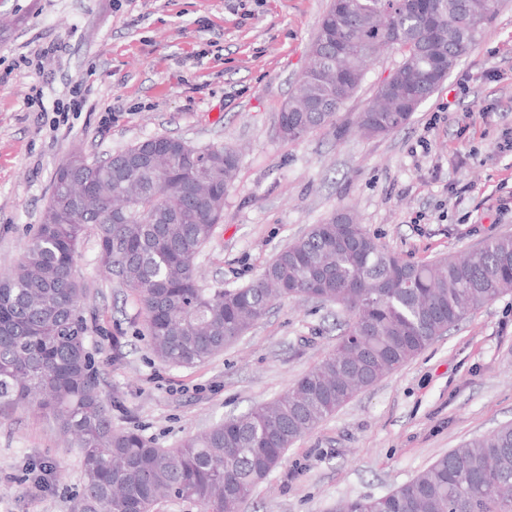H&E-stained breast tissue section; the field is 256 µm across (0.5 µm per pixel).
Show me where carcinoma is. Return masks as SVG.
<instances>
[{
    "mask_svg": "<svg viewBox=\"0 0 512 512\" xmlns=\"http://www.w3.org/2000/svg\"><path fill=\"white\" fill-rule=\"evenodd\" d=\"M445 23L454 0H423ZM468 42L448 54V28L421 27L418 0H340L323 14L307 67L341 81L298 80L279 113L285 139L330 126L366 70L392 43L397 16L402 62L360 112L368 137L405 127L411 98H429L494 17L499 0H475ZM435 54L414 50L423 35ZM162 151L149 167L123 163L136 149ZM58 167L40 224L17 264L0 276V410L51 417L80 450V483L70 512H156L166 497L202 512H239L278 468L287 449L359 392L409 363L466 316L512 292V235L489 238L455 257L408 264L363 225L338 212L282 249L250 284L204 288L196 257L223 220L224 194L239 156L226 145L194 147L170 137L139 141L104 159L68 154ZM97 265L134 294L156 358L192 367L224 349L286 298L336 302L349 316L335 349L287 392L255 409L163 448L136 430L117 429L85 345L87 288L75 275L88 228ZM335 512H512V424L463 442L381 497L342 500Z\"/></svg>",
    "mask_w": 512,
    "mask_h": 512,
    "instance_id": "cac0c4a2",
    "label": "carcinoma"
}]
</instances>
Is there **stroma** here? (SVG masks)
I'll list each match as a JSON object with an SVG mask.
<instances>
[{
  "label": "stroma",
  "mask_w": 512,
  "mask_h": 512,
  "mask_svg": "<svg viewBox=\"0 0 512 512\" xmlns=\"http://www.w3.org/2000/svg\"><path fill=\"white\" fill-rule=\"evenodd\" d=\"M330 0H0V273L39 224L53 175L72 149L104 158L155 136L240 151L224 219L197 258L206 288L242 287L336 213L422 263L512 234V0L402 129L363 136L354 121L402 60L386 50L333 125L297 141L278 115L308 61ZM56 45L44 54L46 45ZM471 80L459 92L462 74ZM83 111L52 122L74 84ZM447 112H439L441 104ZM428 152H416L420 139ZM428 223H410L416 211ZM86 345L116 428L164 448L281 395L336 346L338 305L276 303L223 353L171 368L151 353L135 298L96 265L86 237ZM120 360H113V349ZM512 422V294L469 315L416 359L358 393L288 449L241 512H333L380 497L472 436ZM56 464L52 492L31 497L25 469ZM78 448L32 411L0 416V512H70Z\"/></svg>",
  "instance_id": "1"
}]
</instances>
